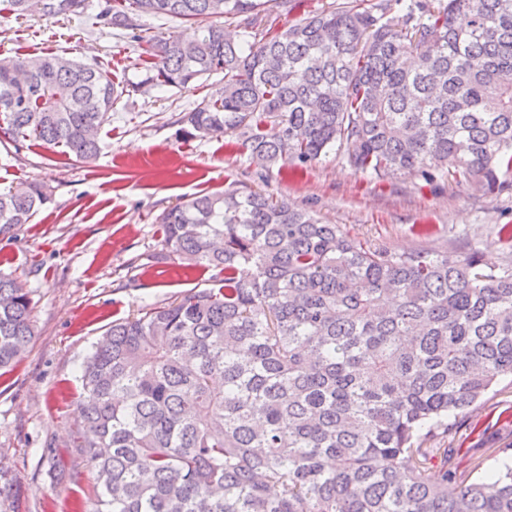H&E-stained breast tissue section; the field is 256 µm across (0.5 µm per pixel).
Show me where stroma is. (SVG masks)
<instances>
[{"mask_svg": "<svg viewBox=\"0 0 512 512\" xmlns=\"http://www.w3.org/2000/svg\"><path fill=\"white\" fill-rule=\"evenodd\" d=\"M100 2L50 18L0 15V58L95 62L124 89L93 162L0 135V189L39 182L51 194L29 224L0 235V274L29 291L35 327L23 356L0 370V512H90L96 470L74 450L79 368L112 323L210 287L209 272L160 257L158 218L185 197L260 192L391 251L473 249L491 266L508 259L494 240L512 224V189L486 194L409 174L379 182L334 149L302 169L269 166L251 158L240 132L179 136V118L215 93L222 75L133 91L144 77L140 51L130 31L93 25ZM329 2L275 0L261 25L287 28ZM448 445L456 471L474 479L512 461V375L459 417Z\"/></svg>", "mask_w": 512, "mask_h": 512, "instance_id": "obj_1", "label": "stroma"}]
</instances>
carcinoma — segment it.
Wrapping results in <instances>:
<instances>
[{
  "label": "carcinoma",
  "mask_w": 512,
  "mask_h": 512,
  "mask_svg": "<svg viewBox=\"0 0 512 512\" xmlns=\"http://www.w3.org/2000/svg\"><path fill=\"white\" fill-rule=\"evenodd\" d=\"M274 0H111L94 24L133 31L145 86L224 74L185 137L242 130L251 156L448 177L494 193L512 173V0H343L257 30ZM85 0H0L52 17ZM401 14L400 19L389 16ZM144 16L197 25L137 34ZM236 20L231 33L216 18ZM121 96L95 63L0 59V126L90 163ZM453 169H448V164ZM46 186L0 191V234ZM165 256L214 287L112 324L81 366L77 452L91 512H512V465L448 468L457 418L512 375V264L371 248L286 199L191 196L159 216ZM33 332L29 291L0 275V369Z\"/></svg>",
  "instance_id": "obj_1"
}]
</instances>
